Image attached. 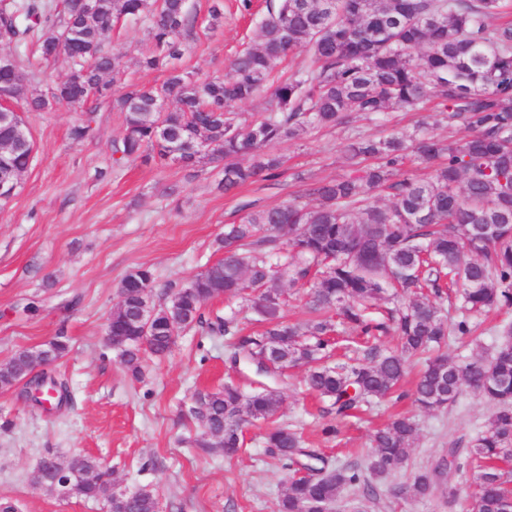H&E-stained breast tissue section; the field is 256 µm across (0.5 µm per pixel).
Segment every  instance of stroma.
Masks as SVG:
<instances>
[{
	"label": "stroma",
	"mask_w": 512,
	"mask_h": 512,
	"mask_svg": "<svg viewBox=\"0 0 512 512\" xmlns=\"http://www.w3.org/2000/svg\"><path fill=\"white\" fill-rule=\"evenodd\" d=\"M238 4L224 0L220 26L198 29L187 39L185 70L223 75L251 44L269 0H252L247 13ZM106 42L122 53L128 80L163 82V72L138 65L150 46L146 21L117 23ZM434 112L430 102L418 112L354 114L347 123L272 144L270 152L283 161L280 176L229 194L217 187L221 165L206 160L193 168L115 165L112 145L123 135V113L98 112L95 137L81 142L72 140L70 130L82 112L60 106L28 114L34 161L21 174L15 195L0 203V361L64 337L69 352L53 374L67 381L70 402L48 413L33 408L21 387L0 389V503H13L18 512H100L99 502L60 498L34 480L44 455L65 462L81 453L111 469L116 489H153L161 512H277L289 472L267 454L263 423L246 427L245 446L231 459L220 449L192 444L195 394L230 380L249 383L245 365L228 362L229 341L197 327L183 330L165 356L147 357L142 380H132L105 336L121 282L132 268L147 267L155 278L152 297L161 301L169 287H182L222 258L217 240L225 225L288 202L312 181L344 175L352 138L377 139L424 122L437 138L466 136L460 122H431ZM509 322L512 307L491 311L482 318L480 342L449 338V358L488 356L500 325ZM302 375L296 367L271 380L283 399L280 421L334 466L360 468L365 485L377 490L371 498L364 485L346 488L332 512H473L475 466L450 474L444 491L413 497L405 487L415 471L433 468L448 449L471 448L493 403L466 387L443 410L424 412L411 400L386 399L339 419L304 391ZM399 413L418 424L410 460L399 472L373 473L371 435ZM330 425L337 433L328 438L323 430Z\"/></svg>",
	"instance_id": "1"
}]
</instances>
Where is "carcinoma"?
I'll use <instances>...</instances> for the list:
<instances>
[{
	"label": "carcinoma",
	"instance_id": "obj_1",
	"mask_svg": "<svg viewBox=\"0 0 512 512\" xmlns=\"http://www.w3.org/2000/svg\"><path fill=\"white\" fill-rule=\"evenodd\" d=\"M0 0V50L15 54L0 68L4 112H50L59 105L80 109L75 141L92 136L97 112L125 114L124 133L114 145L116 164L192 167L208 158L224 161L218 187L226 192L279 176L280 158L266 146L298 138L309 129L333 127L350 113L380 115L393 107L415 112L438 100L443 112L462 122L468 135L444 141L424 133H392L350 145V169L340 178L308 185L288 202L248 213L224 227V257L177 289L157 309L150 326L152 355H166L175 336L202 327L209 336H229L230 363L245 359L260 377L307 367L304 386L346 417L361 406L394 394L414 359L425 368L414 385L422 410L448 407L466 385L496 404L466 459L451 448L431 471L416 474L414 496L431 492L438 478L479 462L475 512H501L512 498L501 465L512 462V326L489 359L464 363L439 352L451 336H472L478 324L450 322L430 297L462 289L474 316L512 306V11L493 26L489 19L512 0H278L268 10L251 45L231 61L224 77L190 73L180 60L185 39L199 25L187 0ZM122 17L149 21L151 52L139 60L162 69L159 88L122 81L121 55L105 33ZM303 48L308 60L288 77L279 68ZM62 63L67 73L44 93L29 91L37 66ZM270 94L266 114L242 121L236 106ZM14 126L0 122V200L14 195L33 145L16 149ZM248 155V165L236 162ZM433 168L428 180L402 170L406 161ZM392 196L380 206L374 193ZM312 197L310 207L303 198ZM310 287L304 323L282 314L283 285ZM154 278L139 267L122 280V301L109 328L120 362L135 379L143 372L139 339L142 299L152 297ZM409 296L407 304L378 320L366 310L387 290ZM224 299L251 309L263 329L242 334L236 313L206 321L203 310ZM393 333L397 345L383 349L379 337ZM68 351L59 338L46 348L54 365ZM24 352L0 363V388L38 387L42 376ZM32 399L60 408L70 394ZM280 392L261 381L249 391L233 382L198 393L191 414L199 448L218 447L227 457L244 446L246 424H266L268 454L291 472L279 512L331 508L342 490L364 482L349 467L336 470L319 451L303 447L300 433L277 421ZM418 434L414 420L400 416L372 436V469L392 473L410 459ZM85 474L76 497L111 499L115 512H156L157 496L146 487L116 496L108 470L82 457Z\"/></svg>",
	"mask_w": 512,
	"mask_h": 512
}]
</instances>
